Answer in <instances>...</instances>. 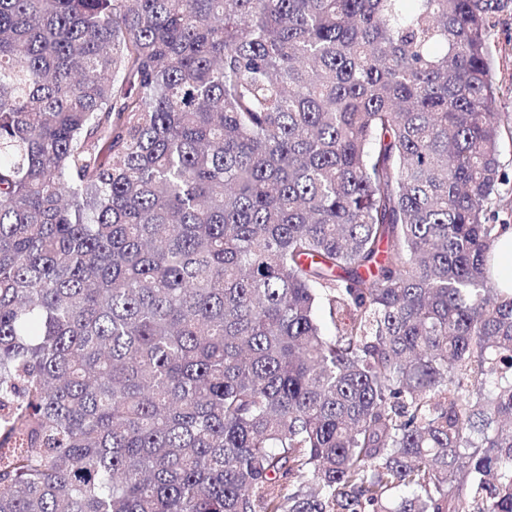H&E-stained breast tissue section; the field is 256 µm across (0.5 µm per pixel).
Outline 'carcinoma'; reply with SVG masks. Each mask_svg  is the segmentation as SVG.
Wrapping results in <instances>:
<instances>
[{
	"instance_id": "1",
	"label": "carcinoma",
	"mask_w": 512,
	"mask_h": 512,
	"mask_svg": "<svg viewBox=\"0 0 512 512\" xmlns=\"http://www.w3.org/2000/svg\"><path fill=\"white\" fill-rule=\"evenodd\" d=\"M500 0H0V512H512ZM496 274L500 288H512V226L500 236L496 246Z\"/></svg>"
}]
</instances>
